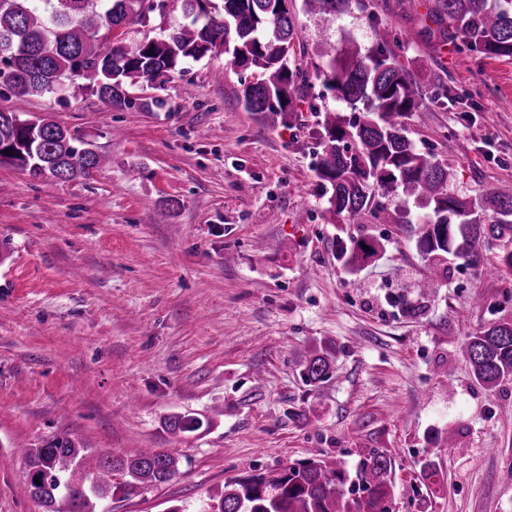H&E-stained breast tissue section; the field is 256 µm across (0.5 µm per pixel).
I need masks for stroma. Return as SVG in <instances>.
Listing matches in <instances>:
<instances>
[{
  "label": "stroma",
  "instance_id": "1",
  "mask_svg": "<svg viewBox=\"0 0 512 512\" xmlns=\"http://www.w3.org/2000/svg\"><path fill=\"white\" fill-rule=\"evenodd\" d=\"M431 5L362 0L327 20L296 0L294 59L411 36L397 49L422 93L408 136L451 166V194L474 198L512 183V60L459 50ZM259 77L224 56L191 62L131 87L162 99L147 110L85 90L0 96V111L56 120L109 158L70 181L0 165V512H43L19 450L63 434L94 454L179 456L176 478L115 492L105 512H195L228 479L316 457L351 469L373 449L392 462V512H512V384L482 387L462 353L512 317L503 242H482L479 266L450 261L420 297L413 225L324 216L314 135L324 112L350 108L316 88L271 121L240 99ZM440 86L455 101L438 104ZM367 233L385 252L348 273L335 245ZM325 341L333 373L308 386L302 360ZM174 413L203 425L173 435ZM447 434L450 450L435 441Z\"/></svg>",
  "mask_w": 512,
  "mask_h": 512
}]
</instances>
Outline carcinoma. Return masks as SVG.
I'll return each mask as SVG.
<instances>
[{
    "mask_svg": "<svg viewBox=\"0 0 512 512\" xmlns=\"http://www.w3.org/2000/svg\"><path fill=\"white\" fill-rule=\"evenodd\" d=\"M146 0H0V89L25 101L44 93L60 98L87 89L118 110L139 106L129 95L131 80L157 79L188 61L224 54L238 68H256L261 79L242 84L245 110L288 121L292 103L303 99L311 80L324 92L359 111L355 119L326 112L316 131V176L328 194L327 211L351 224H416V248L428 260L429 280L448 276V259L477 264L480 240L512 243V184L495 186L474 199L448 193L453 170L415 149L405 116L418 108L421 91L409 68L386 43L366 51L354 41L326 46V65L304 70L294 52V0H181L183 21L160 38L108 47L101 36L113 26L145 23L155 10ZM353 0H303L314 14L334 18ZM430 17L448 21V35L483 57L512 59V0H436ZM12 150V154L5 150ZM95 146L50 118L0 112V163L34 178L73 180L106 164ZM402 194L428 210L424 220L386 198ZM368 249H363V246ZM383 243L374 236L351 240L336 256L356 272L378 260ZM463 355L473 378L493 390L512 382V318L496 321L467 338ZM332 355L304 360L309 386L329 378ZM201 421L173 414L172 434L191 432ZM88 449L57 436L25 451L27 481L48 512H97L114 494L112 475L121 474L124 494L165 484L179 471L178 457L144 449L134 455L106 452L96 463ZM390 459L371 450L354 472L322 458L230 479L208 493L196 512H390Z\"/></svg>",
    "mask_w": 512,
    "mask_h": 512,
    "instance_id": "carcinoma-1",
    "label": "carcinoma"
}]
</instances>
